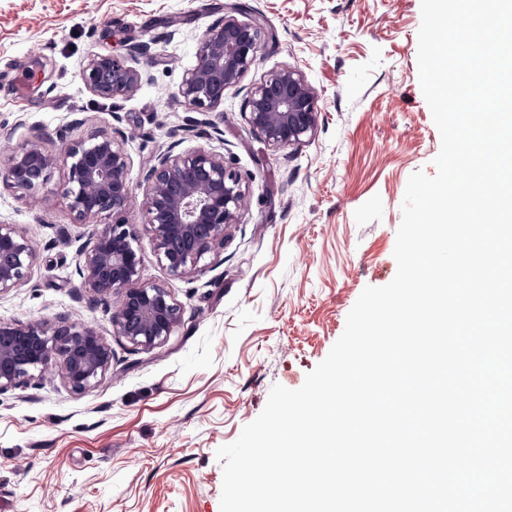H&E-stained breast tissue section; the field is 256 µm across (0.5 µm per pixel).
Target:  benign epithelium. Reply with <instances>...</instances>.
<instances>
[{
  "mask_svg": "<svg viewBox=\"0 0 512 512\" xmlns=\"http://www.w3.org/2000/svg\"><path fill=\"white\" fill-rule=\"evenodd\" d=\"M206 30L199 40L196 64L186 71L177 96L201 112L224 101L227 88L251 67L266 36L258 20L236 17L242 7ZM148 46H132L124 54H93L82 68L86 88L103 99L133 94L142 82L133 66ZM248 120L272 146L301 145L315 131L316 95L297 69L276 71L248 97ZM67 169L65 198L81 224L107 214L110 224L97 231L92 245L77 254L82 288L105 304L112 335L142 349L162 344L182 321L183 309L161 285L141 279L136 225L128 214L134 205L130 165L114 137L95 134L68 144L61 155L45 153L42 139L27 140L11 156L0 175L17 188L35 190L47 181L55 162ZM146 209L144 224L160 262L179 276L191 277L238 221L245 192L240 177L224 158L204 149L160 155L142 171ZM36 255L34 241L18 224H0V294L25 285ZM121 296L116 311L112 294ZM112 366V348L97 327L70 321L0 323V392L16 389L34 376L58 373L72 391L96 386Z\"/></svg>",
  "mask_w": 512,
  "mask_h": 512,
  "instance_id": "7a95c632",
  "label": "benign epithelium"
}]
</instances>
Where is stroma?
Returning <instances> with one entry per match:
<instances>
[{
	"label": "stroma",
	"instance_id": "stroma-1",
	"mask_svg": "<svg viewBox=\"0 0 512 512\" xmlns=\"http://www.w3.org/2000/svg\"><path fill=\"white\" fill-rule=\"evenodd\" d=\"M234 0H0V169L31 136L122 137L132 180L165 152L223 155L246 193L239 221L193 278L158 260L138 226L141 278L168 288L181 323L144 350L113 335L85 298L78 251L98 222L66 206L67 174L42 187L0 180V223L37 244L30 281L0 295V321L70 314L100 326L112 367L82 393L60 378L0 393V512H220L217 449L300 387L328 355L365 287L388 284L410 175H434L439 131L418 67L421 0H241L268 32L224 102L203 114L176 97L200 37ZM150 47L132 95L105 100L81 79L95 53ZM285 67L317 96L318 125L277 149L246 114L256 84Z\"/></svg>",
	"mask_w": 512,
	"mask_h": 512
}]
</instances>
